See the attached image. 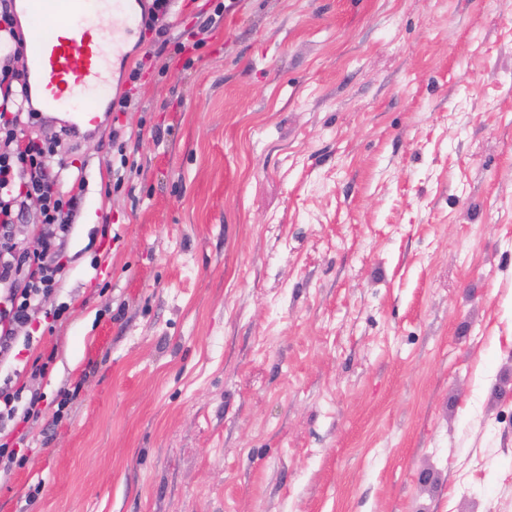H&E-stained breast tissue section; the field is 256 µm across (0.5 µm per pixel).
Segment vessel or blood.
<instances>
[{
	"label": "vessel or blood",
	"mask_w": 512,
	"mask_h": 512,
	"mask_svg": "<svg viewBox=\"0 0 512 512\" xmlns=\"http://www.w3.org/2000/svg\"><path fill=\"white\" fill-rule=\"evenodd\" d=\"M112 4L111 20L99 7ZM32 20L31 63L24 79L35 88L46 111L72 113L75 120L99 126L98 105L109 90V72L123 64L126 47L141 22L130 0H22ZM111 38H104V27Z\"/></svg>",
	"instance_id": "b4317fda"
}]
</instances>
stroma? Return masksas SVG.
<instances>
[{"instance_id":"35a3bbf8","label":"stroma","mask_w":512,"mask_h":512,"mask_svg":"<svg viewBox=\"0 0 512 512\" xmlns=\"http://www.w3.org/2000/svg\"><path fill=\"white\" fill-rule=\"evenodd\" d=\"M169 22L61 151L69 315L0 512H512V0Z\"/></svg>"}]
</instances>
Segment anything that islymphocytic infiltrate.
Here are the masks:
<instances>
[{"label":"lymphocytic infiltrate","mask_w":512,"mask_h":512,"mask_svg":"<svg viewBox=\"0 0 512 512\" xmlns=\"http://www.w3.org/2000/svg\"><path fill=\"white\" fill-rule=\"evenodd\" d=\"M26 44L14 0H0V364L16 357L18 342L32 343L29 329L65 320V307L43 310L58 288L63 270L62 246L72 232L86 184L64 187L54 163L60 135L22 140L21 122H41L40 112L21 81L16 62ZM40 225L41 247L17 248L12 227L26 216ZM42 396L11 380L0 383V432L15 420L40 416Z\"/></svg>","instance_id":"f902f5d3"}]
</instances>
